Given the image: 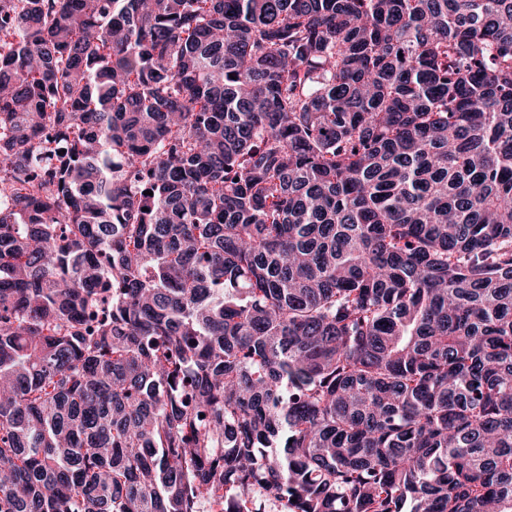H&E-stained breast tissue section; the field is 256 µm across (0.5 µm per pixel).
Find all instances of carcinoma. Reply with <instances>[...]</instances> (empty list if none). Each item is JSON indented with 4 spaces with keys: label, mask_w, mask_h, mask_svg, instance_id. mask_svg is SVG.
I'll use <instances>...</instances> for the list:
<instances>
[{
    "label": "carcinoma",
    "mask_w": 512,
    "mask_h": 512,
    "mask_svg": "<svg viewBox=\"0 0 512 512\" xmlns=\"http://www.w3.org/2000/svg\"><path fill=\"white\" fill-rule=\"evenodd\" d=\"M0 191V512H512V0H0Z\"/></svg>",
    "instance_id": "obj_1"
}]
</instances>
